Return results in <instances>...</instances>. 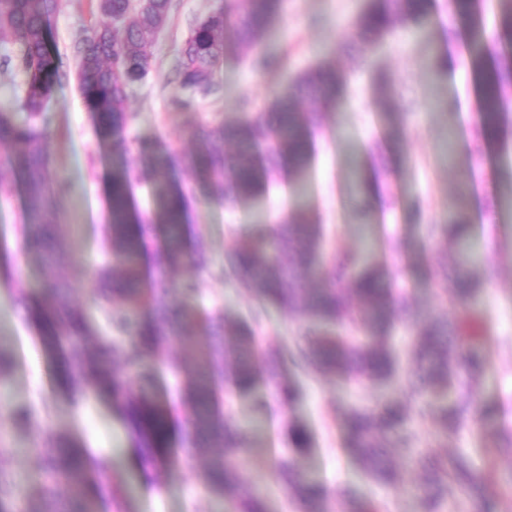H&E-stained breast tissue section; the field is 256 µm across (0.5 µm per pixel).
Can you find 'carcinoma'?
Here are the masks:
<instances>
[{
  "instance_id": "cac0c4a2",
  "label": "carcinoma",
  "mask_w": 512,
  "mask_h": 512,
  "mask_svg": "<svg viewBox=\"0 0 512 512\" xmlns=\"http://www.w3.org/2000/svg\"><path fill=\"white\" fill-rule=\"evenodd\" d=\"M476 0H456L455 17L468 28L466 56L482 86L478 112L481 120L470 156L483 159L485 144L503 122L501 92L512 85V45L502 46L491 65L484 28ZM61 0H0V39L20 45V52L6 57L4 72L21 76L16 102L20 112L0 113V142L11 151L0 156V168L18 170L25 181V222L19 233L24 245L53 248L43 261L54 270L69 258L68 246L56 239L44 216L52 203L48 167L47 135L36 121L48 98L61 82V65L46 45V29L59 10ZM94 10L112 18L127 19L122 29L108 22L83 30L76 44L82 61L78 88L85 107L111 129L127 124L128 89L144 80L152 68L148 46L158 19H169L171 0H154L150 11H131L129 0H110ZM285 0H222L208 23L198 22L186 39L177 65L181 84L192 95L179 102L194 105L195 96L216 93L213 75L223 54V35L246 48L255 46L284 9ZM426 0H369L353 24V37L341 52L365 63L369 49L393 36L403 25L426 17ZM498 22L512 32V0H499ZM343 73L335 64L320 61L299 74L291 90H285L260 112H245L231 123L210 126L196 139L190 164L195 174L211 183L213 199L244 203L262 192L282 171L298 178L309 166L315 121L298 110L303 100L332 108L341 94ZM178 163L174 153L163 152L151 163L157 187L158 223L141 224L130 214V183L136 174L127 170L114 179L110 198V224L106 239L112 263L97 273L101 281L97 301L107 313L112 335L103 336L89 316L67 301V287L50 284L52 309L35 301L32 316L41 323V343L48 353L59 389H80L84 396L112 403L115 416L135 438V456L141 467L179 462L184 457H209L203 474L207 489L227 499L233 512H268L264 498L246 494L236 462L252 450L247 432L223 411L219 391L240 395L254 392L264 378L275 387L282 406L301 394L300 373L330 376L338 380L360 378L373 384L392 383L401 397L381 403V409L350 408L343 413V445L360 466L383 484L397 479L393 458L406 456L415 436L406 425L423 398L420 414L432 419L437 449L418 462L422 496L430 512L445 501L448 483H454L473 498L483 499L488 476L462 455L440 452L457 426L470 415L474 382L482 370V348L473 344L477 323H462L451 331L448 322L421 314L411 323L416 328L412 354L420 376L402 372L399 358L389 343L399 307L412 311L407 302L396 304L392 289L383 287L389 273L384 263L365 266L351 274L354 256L325 255L322 225L303 210L291 208L279 222L264 224L249 241L213 263L202 237L187 248L183 228L187 195L170 187V174ZM158 237L155 264L159 272L146 275L142 257L148 237ZM467 222L458 218L429 229L448 242L465 244ZM216 278H231L254 300L249 319L230 312L222 316L202 313L190 303L196 288L176 283L168 270L184 262ZM443 294L460 301L478 295L475 269L463 262L441 272ZM298 311L305 317L299 335L276 345H265L258 336L269 309ZM196 326L209 328L212 340L186 357H177L171 367L181 382V402L186 429L172 447L167 437L172 409L149 393L134 389L129 375L146 374L163 346L188 335ZM237 340L224 344V333ZM293 447L303 452L312 438L304 427L289 426ZM35 495L27 512H119L121 488L103 489L98 476L107 466L102 458L90 457L68 436L53 434L37 449ZM280 478L292 495L297 512H327L326 488L301 477L293 460L283 459ZM67 488V501L44 508L37 502L53 500L55 486Z\"/></svg>"
}]
</instances>
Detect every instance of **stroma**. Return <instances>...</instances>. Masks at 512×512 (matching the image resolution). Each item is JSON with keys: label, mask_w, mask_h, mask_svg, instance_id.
<instances>
[{"label": "stroma", "mask_w": 512, "mask_h": 512, "mask_svg": "<svg viewBox=\"0 0 512 512\" xmlns=\"http://www.w3.org/2000/svg\"><path fill=\"white\" fill-rule=\"evenodd\" d=\"M220 2L173 0L167 25L149 47L153 68L129 96L134 121L105 135L79 95L72 51L75 36L95 18L88 0H63L50 26L63 78L45 108L41 128L49 135V168L67 186L54 198L48 220L75 247L70 260L52 274L68 284L71 303L83 307L97 326H104L95 302V272L108 260L102 248L103 227L109 221L116 144L128 142L127 166L137 173L146 172L150 158L166 149L190 156L198 128L259 110L318 59L335 61L346 75L343 91L336 108L327 111L316 128L313 160L299 192L276 186L247 205L217 203L196 185L191 167L182 165L176 179L193 189L187 199V234H204L211 255L219 259L244 242V228L274 222L286 208L302 207L325 225L329 251L353 253L372 245L371 262H388L391 282L404 288L410 303L456 324L462 308L442 297L435 275L440 266L454 264L455 252L444 239L426 236L425 229L447 223L453 212L465 210L469 237L482 258L474 306L486 315L479 341L488 362L477 380L473 411L448 451L472 458L490 475L493 507L484 510L452 484L439 512H512V487L507 484L512 450L503 446L504 437L512 434V216L502 196L503 186L512 183V87L504 92L506 129L501 141L479 168L470 169L479 101L474 75L467 69L435 74L424 65L435 49L464 54L465 29H458L455 41L446 37L445 0H432L424 23L402 26L358 68L339 47L350 41L353 23L367 0H288L286 11L257 51L225 42L215 72L220 93L196 98L193 108L180 109L177 100L189 92L176 76V61L191 27ZM257 53L279 58V67L255 69L251 60ZM382 112L393 115L390 129H383L378 120ZM374 146L388 160L386 179L397 199L392 209L386 197L375 199L370 193L375 170L369 150ZM0 182L8 186L0 195V338L14 357L7 383L0 387V448L5 451L0 473L13 484L17 504L25 503L33 487L39 463L35 448L49 434L62 432L89 454L110 459L101 482L124 489V512H231L225 498L205 488L198 458L172 471L153 472L149 484H142L138 471L125 463L130 435L116 421L110 404L58 393L30 311V302L40 297L49 273L39 255L22 247L18 238L25 208L21 177L5 169ZM172 277L194 282L195 301L204 310L243 314L252 305L244 289L191 266L178 268ZM300 384L302 397L286 411L271 401L266 384L254 397L225 396L230 417L253 432L252 453L238 464L243 486L259 492L270 512H296L274 479L273 462L288 446L282 426L288 418L313 435L312 448L299 458L305 479L331 493L351 489L386 512H423L414 465L399 461V482L385 485L365 476L342 444L339 408L374 407L396 397V389L332 378H304ZM259 396L268 401L265 409L255 406Z\"/></svg>", "instance_id": "1"}]
</instances>
